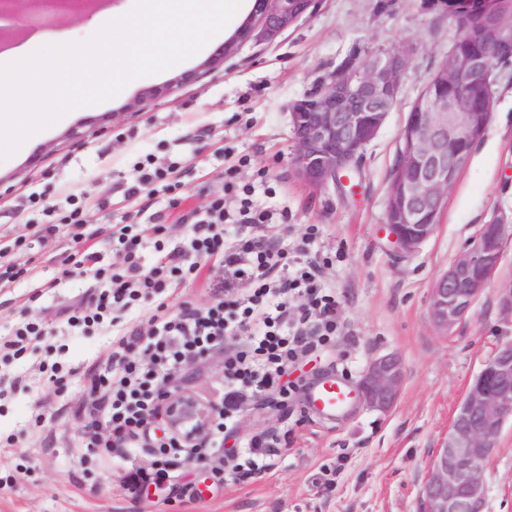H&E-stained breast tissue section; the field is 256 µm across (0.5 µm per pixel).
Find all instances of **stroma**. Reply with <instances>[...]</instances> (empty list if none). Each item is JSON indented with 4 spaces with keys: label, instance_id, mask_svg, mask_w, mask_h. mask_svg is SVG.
<instances>
[{
    "label": "stroma",
    "instance_id": "1",
    "mask_svg": "<svg viewBox=\"0 0 512 512\" xmlns=\"http://www.w3.org/2000/svg\"><path fill=\"white\" fill-rule=\"evenodd\" d=\"M133 0H95L83 14L58 16L73 40L88 38L106 9L127 13ZM234 25L177 71L139 78L117 96L71 113L0 161V512H418L429 465L442 448L457 406L499 339L512 336L498 287L512 280V237L491 284L465 320L444 331L428 314L430 289L481 225L512 223V59L494 61L493 116L469 164L448 190L434 235L414 253L391 243L385 202L407 114L459 33L449 0H318L315 10L274 41H249L223 65L168 90L176 73L196 69ZM405 50L395 106L357 161L344 190L315 187L291 166L288 104L364 56ZM167 168L179 187L128 196L143 170ZM223 193L236 209L243 193L287 223L304 254L334 256L321 282L341 303L335 347L304 357L290 371L300 388L289 403L267 392L242 407L235 435L277 440V465L261 474L225 472L220 457H172L162 487L133 493L131 467H151L169 434L155 414L136 447L86 448L73 413L91 396V372L105 366L115 335L147 328L150 301L131 302L115 323L71 328L61 309L92 305L93 279H58L76 246L61 219L73 198L85 204L86 231L106 252L108 272L124 270L110 234L135 221L184 237L181 215ZM316 238L306 239L309 226ZM37 268L56 287L35 290L12 279ZM232 285L202 271L176 288L173 306L204 308ZM38 323L43 336L23 355L6 348L11 331ZM393 353L404 380L386 413L353 406L327 419L308 411L305 391L329 374L356 384L374 357ZM214 405L224 402V351L217 348L172 374ZM488 512H512V421L486 467Z\"/></svg>",
    "mask_w": 512,
    "mask_h": 512
}]
</instances>
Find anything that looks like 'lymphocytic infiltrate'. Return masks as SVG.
I'll use <instances>...</instances> for the list:
<instances>
[{
    "instance_id": "lymphocytic-infiltrate-1",
    "label": "lymphocytic infiltrate",
    "mask_w": 512,
    "mask_h": 512,
    "mask_svg": "<svg viewBox=\"0 0 512 512\" xmlns=\"http://www.w3.org/2000/svg\"><path fill=\"white\" fill-rule=\"evenodd\" d=\"M272 218V212L252 208L245 199L238 210L228 211L223 195H214L206 206L184 216V223L191 226L189 236L172 242L153 266L142 264L136 241L130 238L124 242V273L111 274L101 251L87 244L81 206L64 216L78 249L67 258L62 274L92 277L100 288L94 308L76 309L67 316L70 327L102 320L142 296L159 300L145 338L147 363L128 359L132 341L122 337L112 343L110 364L91 381L95 396L79 410L82 435L90 444L134 445L158 409L170 374L226 339L240 336L243 344L224 360V418L196 453L201 458L223 456L225 469L236 475L272 468L270 443L264 436H253L240 450L228 448L238 409L267 391L288 396L289 367L311 350L335 344L342 334L336 292L320 285L327 259L313 255L302 267L293 268L285 238L269 241L256 233ZM206 264L241 275L247 289L205 309L184 305L171 310V288L198 278Z\"/></svg>"
}]
</instances>
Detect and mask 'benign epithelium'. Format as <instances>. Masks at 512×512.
Returning a JSON list of instances; mask_svg holds the SVG:
<instances>
[{"mask_svg": "<svg viewBox=\"0 0 512 512\" xmlns=\"http://www.w3.org/2000/svg\"><path fill=\"white\" fill-rule=\"evenodd\" d=\"M68 0H0V40L23 19L45 27V16ZM316 0H254L250 15L208 60L216 67L248 40L272 41L314 10ZM498 45L482 42L475 51H452L414 101L400 132V147L386 201L390 241L413 253L439 227L448 189L468 165L466 144L480 140L493 109L491 71ZM406 54L396 50L366 67L333 75L312 93L290 103L294 142L291 165L307 184L345 186L347 173L376 137L397 100ZM512 226L495 220L476 236L434 282L429 315L442 330L466 318L490 285ZM499 306L512 323V281L498 288ZM404 378L394 355L373 359L361 375L357 394L365 406L388 412ZM215 408L193 393L164 392L169 430L196 445L208 431ZM512 420V337L502 340L469 384L448 437L431 462L420 490V512H487L486 465L501 430Z\"/></svg>", "mask_w": 512, "mask_h": 512, "instance_id": "benign-epithelium-1", "label": "benign epithelium"}]
</instances>
